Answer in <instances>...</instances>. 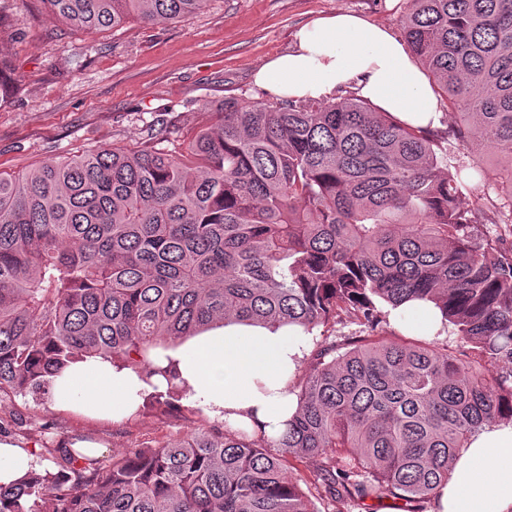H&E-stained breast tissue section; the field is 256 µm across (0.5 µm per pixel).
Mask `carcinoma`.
Here are the masks:
<instances>
[{"label":"carcinoma","mask_w":512,"mask_h":512,"mask_svg":"<svg viewBox=\"0 0 512 512\" xmlns=\"http://www.w3.org/2000/svg\"><path fill=\"white\" fill-rule=\"evenodd\" d=\"M45 2L93 33L205 0ZM403 32L458 116L442 134L353 96L229 98L179 147L160 128L0 171V397L87 357L150 375L152 350L227 319L362 327L312 351L278 440L196 431L108 465L61 443L39 453L56 469L0 486V512H424L470 438L512 424V0H407ZM475 146L505 162L492 194L461 161ZM411 299L468 348L387 337L380 304Z\"/></svg>","instance_id":"1"}]
</instances>
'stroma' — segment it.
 I'll return each mask as SVG.
<instances>
[{
  "instance_id": "35a3bbf8",
  "label": "stroma",
  "mask_w": 512,
  "mask_h": 512,
  "mask_svg": "<svg viewBox=\"0 0 512 512\" xmlns=\"http://www.w3.org/2000/svg\"><path fill=\"white\" fill-rule=\"evenodd\" d=\"M403 0H207L177 24L136 19L86 34L44 0H0V54L17 78L0 107V171L22 173L100 144L143 146L157 114L178 144L209 123L225 98L268 99L253 81L266 60L288 51L316 17L352 13L402 33ZM6 437L33 451L77 437L103 462L188 433L222 428L221 418L147 398L133 416L106 418L57 408L51 395L0 399Z\"/></svg>"
}]
</instances>
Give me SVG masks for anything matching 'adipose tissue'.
<instances>
[{
    "mask_svg": "<svg viewBox=\"0 0 512 512\" xmlns=\"http://www.w3.org/2000/svg\"><path fill=\"white\" fill-rule=\"evenodd\" d=\"M294 40L290 51L257 68L256 85L294 100H326L350 88L410 126L439 125L442 113L429 79L412 63L408 44L386 27L336 13L302 26ZM390 316L425 336L445 332L439 310L427 302H407ZM316 340L295 326L232 319L152 352L156 375L122 361L84 358L53 377L51 393L61 407L119 421L149 394L166 390L171 373L185 400L232 427L276 440L297 409L291 380ZM434 504V512H512V425L489 424L472 437Z\"/></svg>",
    "mask_w": 512,
    "mask_h": 512,
    "instance_id": "obj_1",
    "label": "adipose tissue"
}]
</instances>
